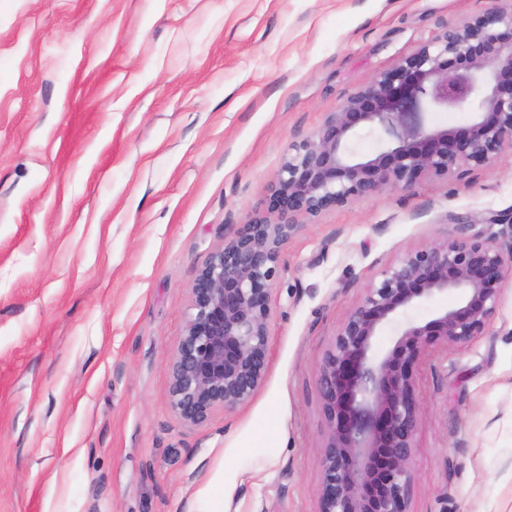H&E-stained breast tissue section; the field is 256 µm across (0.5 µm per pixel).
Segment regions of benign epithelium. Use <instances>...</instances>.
Listing matches in <instances>:
<instances>
[{
    "instance_id": "benign-epithelium-1",
    "label": "benign epithelium",
    "mask_w": 512,
    "mask_h": 512,
    "mask_svg": "<svg viewBox=\"0 0 512 512\" xmlns=\"http://www.w3.org/2000/svg\"><path fill=\"white\" fill-rule=\"evenodd\" d=\"M476 107L464 128L424 125L425 109ZM360 128L388 136L363 157ZM512 155V0L450 22L349 95L308 138L291 144L263 209L246 215L190 288V314L171 359L170 401L198 425L251 402L267 374L272 300L288 243L324 213L428 178L459 179ZM490 237L471 225L407 252L372 280L317 370L325 422L318 512H411L415 433L423 398L415 371L438 346L485 333L512 273V218ZM461 294L410 320L379 355L373 338L419 303Z\"/></svg>"
}]
</instances>
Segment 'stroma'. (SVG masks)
Here are the masks:
<instances>
[{"label":"stroma","instance_id":"35a3bbf8","mask_svg":"<svg viewBox=\"0 0 512 512\" xmlns=\"http://www.w3.org/2000/svg\"><path fill=\"white\" fill-rule=\"evenodd\" d=\"M493 0H0V512H197L268 419L234 512H318V363L388 264L512 214V157L324 214L285 248L268 373L192 425L170 362L200 269L291 143ZM412 512H512V285L417 372ZM264 428L265 425L261 426L253 435V446L251 448H227L224 451V454H234L236 456H242L247 454V452L251 454H255L257 451H261L260 456L264 457L268 460L274 458L277 452L278 446L275 444H269L264 437Z\"/></svg>","mask_w":512,"mask_h":512}]
</instances>
